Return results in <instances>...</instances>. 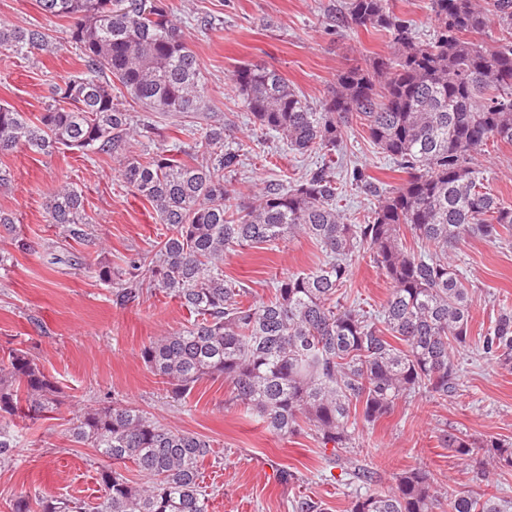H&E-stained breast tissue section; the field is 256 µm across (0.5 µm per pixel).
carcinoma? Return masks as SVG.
<instances>
[{
    "mask_svg": "<svg viewBox=\"0 0 512 512\" xmlns=\"http://www.w3.org/2000/svg\"><path fill=\"white\" fill-rule=\"evenodd\" d=\"M52 17L71 21L70 39L87 73L55 87L53 103L29 118L0 105V153L60 149L111 155L136 133L133 116L113 95L117 81L143 108L189 114L202 108L205 87L198 58L162 0H39ZM433 35L418 39L389 0H345L336 23L388 34L394 55L339 71L332 96L312 109L280 72L247 64L231 77L259 129L299 154L327 160L301 180L267 182L245 203L228 189L224 172L238 164L225 148L223 125L205 130L207 156L178 145L146 161L129 159L123 182L150 202L169 234L134 272L102 265L97 275L114 285L125 305L157 290L177 299L195 319L149 340L140 357L179 401L205 378H222L232 399L252 410L275 434L307 426L333 444L343 461L351 427L374 424L407 397L447 399L456 392V351L470 342L472 296L451 260L469 237L512 236V206L486 191L478 157L489 142H512V41L486 45L471 39L489 19L512 31V0H429ZM40 29L0 24V49L27 57L49 50ZM352 117L375 145L407 173L400 186L381 190L359 170L350 185L377 197L362 224L336 206L341 187L332 168L343 127ZM83 199L59 187L47 206L48 222L81 232ZM413 244L407 245L405 233ZM303 236L316 241L325 261L308 273L272 283L271 298L224 277V255L236 247ZM366 248L392 284L372 316L343 291L348 257ZM483 353L512 369V310L475 340ZM62 389L28 351L0 352V466L14 461L17 416L57 412ZM71 442L95 449L103 486L99 502L31 496L10 512H208L210 494L201 466L211 444L198 434L172 430L152 414L118 399L71 419ZM443 447L461 457L486 449L494 469L512 468V442L480 444L446 429ZM135 464L143 482L130 483L118 465ZM424 467L394 477L385 492L364 491L349 512H512V500L465 491L441 502Z\"/></svg>",
    "mask_w": 512,
    "mask_h": 512,
    "instance_id": "carcinoma-1",
    "label": "carcinoma"
}]
</instances>
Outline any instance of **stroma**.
<instances>
[{"instance_id": "obj_1", "label": "stroma", "mask_w": 512, "mask_h": 512, "mask_svg": "<svg viewBox=\"0 0 512 512\" xmlns=\"http://www.w3.org/2000/svg\"><path fill=\"white\" fill-rule=\"evenodd\" d=\"M164 2L199 58L203 112L150 113L127 98L125 109L149 131L117 154L66 149L50 155L25 149L0 154V167L9 173L0 184V209L15 218L11 233L0 231V349L30 351L63 390L53 418L19 422L15 462L0 469V512H9L10 502L25 491L96 501L103 488L93 451L74 445L68 430L75 414L115 398L151 413L170 429L210 440L212 455L201 469L211 495L209 512H292L293 501L303 498L323 512H348L358 489L350 476L353 464L376 471L375 492L388 490L394 474L422 466L433 473L442 496L468 488L512 499L511 471L480 476L475 462L443 448L437 438L447 426L477 441H512V371L475 345L457 352V393L445 400L403 399L378 423L357 424L345 465L330 463L331 445L313 431L288 438L270 432L258 415L231 402L223 379H204L184 400L175 401L146 368L142 345L179 330L192 316L178 300L158 292L116 304L112 286L96 274L102 265L128 271L129 260L150 254L167 232L150 203L124 186V162L186 143L187 127L201 132L221 124L230 131V147L240 154L228 185L242 200H250L262 183L314 169L321 158L289 151L254 125L241 99L229 91L236 67L273 66L318 110L340 70L393 52L385 33L329 27L328 11L343 0ZM1 23L36 28L50 37V51L35 56L0 50V104L36 116L51 102L55 86L84 72L69 23L47 16L37 0H0ZM480 161L487 187L512 205V144H488ZM353 168L386 189L405 179L371 142L367 128L352 119L336 160L337 179L345 180ZM66 183L83 196L87 235L81 239L47 221V204ZM323 260L320 245L297 236L272 246L236 248L224 257V274L260 300L270 296L275 278L313 270ZM453 260L473 296L470 334L483 335L501 308H512V241L471 237ZM349 268V297L363 310L378 313L391 284L372 253L355 252ZM286 471L293 472V479L283 480Z\"/></svg>"}]
</instances>
